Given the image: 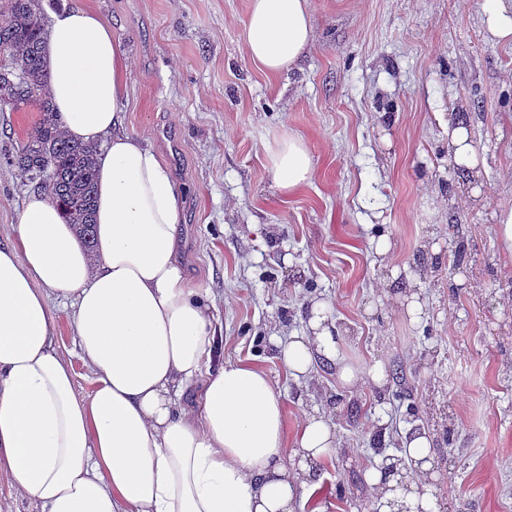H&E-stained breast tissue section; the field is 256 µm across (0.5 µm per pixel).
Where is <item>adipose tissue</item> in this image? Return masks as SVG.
<instances>
[{"instance_id":"adipose-tissue-1","label":"adipose tissue","mask_w":512,"mask_h":512,"mask_svg":"<svg viewBox=\"0 0 512 512\" xmlns=\"http://www.w3.org/2000/svg\"><path fill=\"white\" fill-rule=\"evenodd\" d=\"M314 40L309 0H249L247 58L264 73L292 71ZM46 52L51 94L70 137L99 155L97 257L64 224L53 199L30 194L14 237L0 240V468L37 512H295L316 493V465L336 446L330 419L305 415L295 445L266 373L225 363L204 373L216 339L211 307L177 262L182 196L168 167L123 131L128 59L101 17L78 4L53 16ZM279 193L311 182L315 161L284 134L267 154ZM73 301L75 345L95 377L81 394L59 353L50 296ZM293 376L315 362L344 385H383L382 364H346L332 307L311 304L307 331L282 347ZM199 402L180 407L194 383ZM430 442L413 434L405 476L374 470L380 512H431L423 490Z\"/></svg>"}]
</instances>
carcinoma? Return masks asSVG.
I'll use <instances>...</instances> for the list:
<instances>
[{
	"label": "carcinoma",
	"instance_id": "obj_1",
	"mask_svg": "<svg viewBox=\"0 0 512 512\" xmlns=\"http://www.w3.org/2000/svg\"><path fill=\"white\" fill-rule=\"evenodd\" d=\"M0 14V53L6 61L0 64V111L32 104L39 112L25 143L4 156L5 162L48 190L63 221L94 258L97 148L69 138L53 110L42 0H0Z\"/></svg>",
	"mask_w": 512,
	"mask_h": 512
}]
</instances>
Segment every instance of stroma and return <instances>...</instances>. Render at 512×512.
<instances>
[{"label":"stroma","instance_id":"stroma-1","mask_svg":"<svg viewBox=\"0 0 512 512\" xmlns=\"http://www.w3.org/2000/svg\"><path fill=\"white\" fill-rule=\"evenodd\" d=\"M81 2L130 59L125 130L182 193L178 262L213 307L214 364L270 376L287 438L307 412L336 426L302 512H372L374 443L397 457L414 431L432 444L436 512H512V257L496 234L498 208L512 205V43L488 33L482 0H310L314 43L278 77L244 55L248 0ZM453 114L472 133L479 179L448 161ZM288 132L317 173L284 197L267 150ZM33 190L0 165L1 239ZM317 301L347 332L349 362L384 365L383 387H346L321 362L288 373L281 344ZM51 306L59 351L90 392L71 302Z\"/></svg>","mask_w":512,"mask_h":512}]
</instances>
